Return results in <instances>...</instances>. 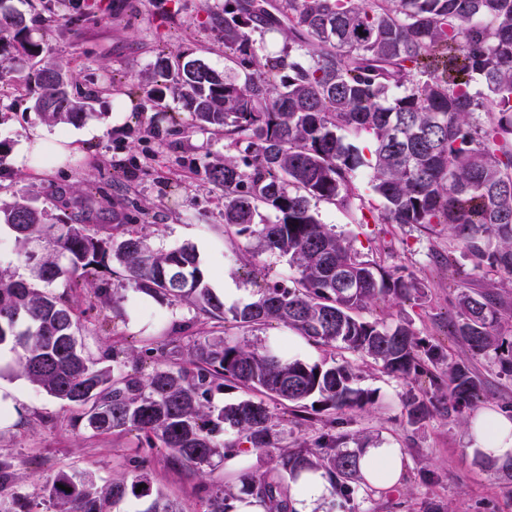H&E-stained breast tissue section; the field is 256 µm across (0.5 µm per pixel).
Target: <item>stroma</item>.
<instances>
[{"label":"stroma","instance_id":"stroma-1","mask_svg":"<svg viewBox=\"0 0 512 512\" xmlns=\"http://www.w3.org/2000/svg\"><path fill=\"white\" fill-rule=\"evenodd\" d=\"M224 0H86L83 12L69 11L63 0H5L0 11L31 18L30 36L43 46L42 61L69 67L78 91L97 96L94 113L71 127L75 150L64 164L39 175L17 169L15 154L22 140L46 125L33 110L39 93L29 63L0 62V198L19 189L32 190L36 203L50 214L67 208L83 224L110 233L117 224L147 225L159 249L193 245L210 274L215 292L232 307L252 301L258 285L291 283L295 271L287 258L260 251L224 226L219 190L203 180V169L215 156L234 154L223 134L194 129L175 133L170 114L181 105L166 99L154 106L131 81L152 74L158 57L203 59L224 68L222 28L203 10V2ZM129 99L128 111L112 110L116 98ZM322 223L334 227L364 259L385 269L400 267L412 275L419 291L408 300L388 299L362 310L365 319L412 321L420 339L440 345L450 360L464 363L482 381L476 410L494 409L512 416V377L502 373L494 352L476 353L454 332L456 295L460 289L493 293L502 319L500 336L512 340V277L478 272L444 224H355L333 205L318 202ZM114 299L124 316L77 296L82 311V342L92 359L112 348L140 351L145 338L166 336L181 349L196 337L226 338L258 347L287 343L283 326L237 327L198 317L187 305L167 306L122 285L112 276ZM189 325V333L178 330ZM296 357L311 363L349 359L358 370L360 387L374 394L363 409L310 411L301 415L273 403L282 445L313 446L335 426L348 447L386 443L403 448L404 470L397 486L353 487L350 500L335 498L327 512H423L427 504L443 512H512V479L484 467L467 432L466 419L435 410L421 426L407 425L406 398L428 385L424 376L386 373L371 358L310 343ZM15 352L0 360V392L11 398L14 423L0 425V454L17 462L19 490L40 502L42 488L61 470H90L98 481L119 479L133 462L144 461L154 483L170 499L199 512L205 488L224 484L238 494L240 475L271 470L265 453L251 447L239 431L224 434L240 456V468L229 472L222 456L198 467L173 464L165 449L144 448L136 435H94L79 429L73 414L59 401L20 376Z\"/></svg>","mask_w":512,"mask_h":512}]
</instances>
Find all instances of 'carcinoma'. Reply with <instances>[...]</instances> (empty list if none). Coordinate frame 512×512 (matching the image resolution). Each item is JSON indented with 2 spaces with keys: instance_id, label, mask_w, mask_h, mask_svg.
I'll use <instances>...</instances> for the list:
<instances>
[{
  "instance_id": "carcinoma-1",
  "label": "carcinoma",
  "mask_w": 512,
  "mask_h": 512,
  "mask_svg": "<svg viewBox=\"0 0 512 512\" xmlns=\"http://www.w3.org/2000/svg\"><path fill=\"white\" fill-rule=\"evenodd\" d=\"M224 56L244 73L223 75L199 58H159L160 79L137 83L159 104L172 96L187 132L222 130L237 154L217 157L206 182L224 193V226L263 250L288 258L297 277L290 286L264 284L256 298L225 308L194 246L152 247L149 235L126 224L99 234L66 214L38 208L32 191L0 203V224L15 234L17 259L28 277L0 270V347L20 351V373L76 412L75 423L99 434L135 432L149 448H165L175 465L200 466L224 447V428L237 429L268 454L275 473L246 474L241 492L267 512H290L284 479L323 471L335 491L349 495L361 479V449L345 447L331 425L312 447L279 445L273 414L259 393L281 405L323 410L362 409L372 392L357 385L354 365L310 364L249 344L196 339L187 359L149 340L142 353L103 366L84 353L82 323L73 297L93 289L106 303L111 265L126 287L165 305L240 326L278 322L317 345L363 354L393 374L419 373L427 361L445 378L429 375L430 389L407 397V423L422 424L437 403L461 415L481 382L463 364L418 339L409 321H368L359 312L388 296L418 291L410 276L360 257L322 223L312 202L324 200L367 222L358 178L367 174L379 200L378 221L446 224L478 268L512 276V0H224ZM9 43L30 60L43 52L28 37L22 13L9 17ZM277 33L282 49L263 52ZM43 89L33 103L51 126H78L94 97L71 90L70 70L45 64ZM271 211L275 221L259 220ZM501 312L489 293L463 290L456 333L471 349L499 352ZM155 358L148 374L142 356ZM231 383L250 392L220 409L208 396ZM17 464L0 458V512H34L18 491ZM70 491H65V488ZM207 512H232L224 485L206 490ZM126 500L141 512H187L167 500L151 473L135 465L128 475L100 483L89 471H60L43 489L46 512H111Z\"/></svg>"
}]
</instances>
